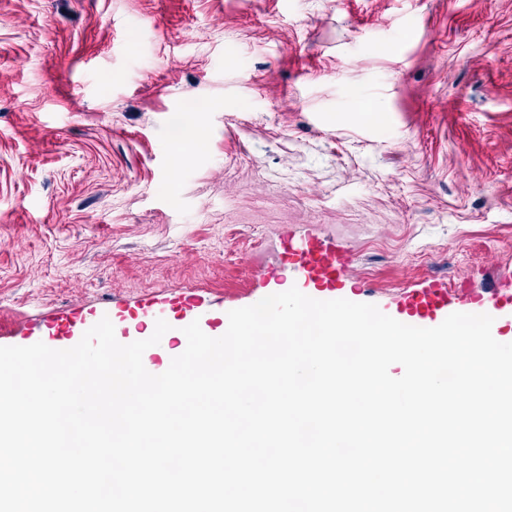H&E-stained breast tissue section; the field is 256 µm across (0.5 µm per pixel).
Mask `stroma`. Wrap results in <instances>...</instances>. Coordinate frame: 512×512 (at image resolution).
Instances as JSON below:
<instances>
[{
    "mask_svg": "<svg viewBox=\"0 0 512 512\" xmlns=\"http://www.w3.org/2000/svg\"><path fill=\"white\" fill-rule=\"evenodd\" d=\"M288 235L388 315L512 288V0H0V346L187 299L216 333Z\"/></svg>",
    "mask_w": 512,
    "mask_h": 512,
    "instance_id": "stroma-1",
    "label": "stroma"
}]
</instances>
